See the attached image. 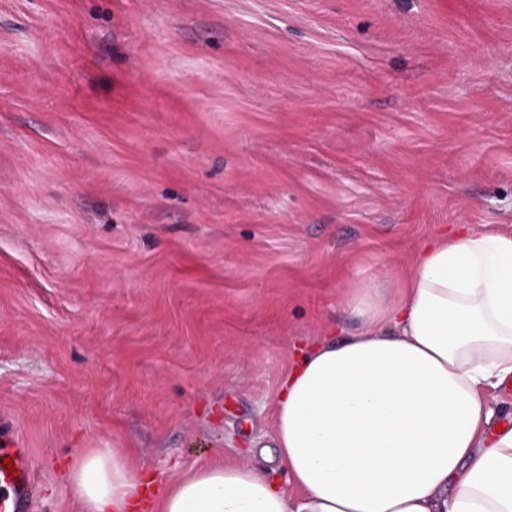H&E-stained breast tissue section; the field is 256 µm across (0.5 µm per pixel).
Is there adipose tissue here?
Here are the masks:
<instances>
[{"label":"adipose tissue","mask_w":512,"mask_h":512,"mask_svg":"<svg viewBox=\"0 0 512 512\" xmlns=\"http://www.w3.org/2000/svg\"><path fill=\"white\" fill-rule=\"evenodd\" d=\"M359 335L296 353L260 452L289 488L218 459L155 489L118 448L72 457L79 512H512V428L485 389L512 378V235L463 224L424 242L399 299L364 286Z\"/></svg>","instance_id":"1"}]
</instances>
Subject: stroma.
<instances>
[{"label":"stroma","mask_w":512,"mask_h":512,"mask_svg":"<svg viewBox=\"0 0 512 512\" xmlns=\"http://www.w3.org/2000/svg\"><path fill=\"white\" fill-rule=\"evenodd\" d=\"M454 224L512 233V0H0V448L256 443L296 348Z\"/></svg>","instance_id":"stroma-1"}]
</instances>
